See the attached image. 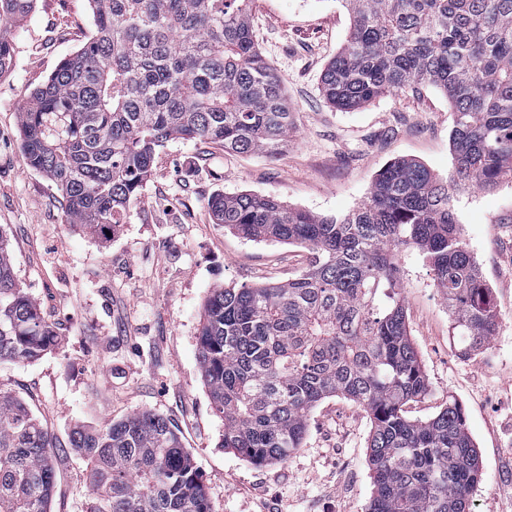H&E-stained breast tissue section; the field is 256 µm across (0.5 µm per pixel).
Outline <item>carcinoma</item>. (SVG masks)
Segmentation results:
<instances>
[{
	"instance_id": "obj_1",
	"label": "carcinoma",
	"mask_w": 512,
	"mask_h": 512,
	"mask_svg": "<svg viewBox=\"0 0 512 512\" xmlns=\"http://www.w3.org/2000/svg\"><path fill=\"white\" fill-rule=\"evenodd\" d=\"M95 33L30 92L19 114L27 164L66 201L68 224L97 239L125 223L157 148L199 140L281 154L293 129L282 79L258 49L254 0H88ZM353 24L321 76L326 100L355 110L416 86L448 97L456 181L512 179V0H341ZM36 0H0V77L13 29ZM216 223L303 248L294 278L211 290L198 334L201 377L224 421L222 446L250 462L287 460L310 412L341 395L362 406L373 489L367 512H471L483 472L464 411L413 419L427 379L406 323L399 254H425L460 351L497 330L491 288L466 248L448 181L398 158L342 217L258 193L216 194ZM59 336L14 273L0 228V362H31ZM72 444L88 464V512H212L177 431L144 411ZM53 438L0 389V512H51Z\"/></svg>"
}]
</instances>
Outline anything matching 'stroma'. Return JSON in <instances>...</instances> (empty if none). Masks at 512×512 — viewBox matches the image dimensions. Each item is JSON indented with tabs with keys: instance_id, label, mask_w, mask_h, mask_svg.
<instances>
[{
	"instance_id": "1",
	"label": "stroma",
	"mask_w": 512,
	"mask_h": 512,
	"mask_svg": "<svg viewBox=\"0 0 512 512\" xmlns=\"http://www.w3.org/2000/svg\"><path fill=\"white\" fill-rule=\"evenodd\" d=\"M252 23L294 113L284 152L272 158L167 142L126 224L104 242L68 224L62 195L26 164L18 135V112L30 91L92 36L88 0H37L13 31L15 67L0 77V227L18 280L61 343L28 364L0 362V388L20 396L53 437L51 512H87L91 500L72 428L144 410L177 429L214 512L367 510L371 420L350 400L319 403L302 448L286 461L253 464L222 448L224 424L198 362L204 304L220 285L288 280L301 271L305 254L225 231L213 223L208 201L251 191L334 217L357 208L375 175L399 157L454 178L452 109L432 86L349 112L332 106L321 75L350 31L341 0H255ZM452 205L492 289L499 328L487 348L462 355L424 255L403 252L406 322L428 383L407 412L427 419L458 403L484 474L474 512H512V182L476 192L455 185Z\"/></svg>"
}]
</instances>
